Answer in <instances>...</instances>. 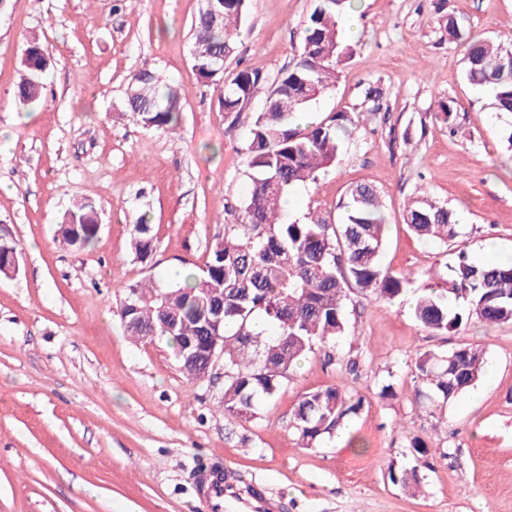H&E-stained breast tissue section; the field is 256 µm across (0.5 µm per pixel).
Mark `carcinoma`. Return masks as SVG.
<instances>
[{
  "instance_id": "1",
  "label": "carcinoma",
  "mask_w": 512,
  "mask_h": 512,
  "mask_svg": "<svg viewBox=\"0 0 512 512\" xmlns=\"http://www.w3.org/2000/svg\"><path fill=\"white\" fill-rule=\"evenodd\" d=\"M356 0H316L294 63L272 82L256 71L238 72L224 87L226 112H241L262 86L264 108L255 113L246 148L249 187L237 209V222L208 247L205 267L181 279L125 286L118 316L128 336L164 337L171 343L189 380L210 376L206 358L187 365L188 340L205 348L212 323L218 322L224 345V412L256 418L291 378L299 360L346 334L349 292L359 290L392 300L405 293L410 275L383 268L381 255L387 220L379 193L368 185L349 188L335 220L318 210L303 220L286 218L283 198L289 191L316 184L335 167L347 142L362 127L359 117L336 112L307 130L297 119L335 84L338 69L356 52L342 28ZM224 13L216 23L210 8ZM248 0L205 3L192 24L191 57L199 76L224 80V63L237 47ZM448 36L464 47V78L490 94V108L512 112V67L503 63L512 46L494 44L448 17ZM50 59L40 40L28 41L24 74L16 97L23 106L40 100ZM154 72L135 74L125 93L126 111L144 127L166 130L177 125L181 105L176 91L161 88ZM404 221L419 238L456 240V258L437 280L425 285L414 305L417 321L436 333H456L471 321L512 324V264H477L465 251L468 231L458 215L424 196L411 198ZM97 204L80 200L65 214L59 232L70 245L84 248L97 236ZM135 255L147 259L154 249L152 225L140 216L131 225ZM135 308H129L130 304ZM487 364L484 348L463 344L448 352L427 350L415 361L413 400L434 414L472 388ZM363 398L338 388L306 393L290 416L304 448H312L357 416ZM404 488L419 484L415 471L390 470Z\"/></svg>"
}]
</instances>
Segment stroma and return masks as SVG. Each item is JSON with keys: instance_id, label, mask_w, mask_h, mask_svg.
<instances>
[{"instance_id": "35a3bbf8", "label": "stroma", "mask_w": 512, "mask_h": 512, "mask_svg": "<svg viewBox=\"0 0 512 512\" xmlns=\"http://www.w3.org/2000/svg\"><path fill=\"white\" fill-rule=\"evenodd\" d=\"M203 0H7L0 9V222L21 248L0 276V512H204L193 480L207 463L238 487L265 486L278 512H512V324L473 321L435 335L412 312L420 286L455 243L417 240L403 221L424 195L463 216L475 261L512 255V113L462 77L467 30L512 41V0H361L358 48L313 109L382 108L318 184L291 198L294 216L336 212L348 188L379 192L387 216L382 265L413 270V287L379 301L352 292L349 333L336 361L302 359L255 419L224 412V371L188 381L163 339L132 341L117 315L126 285L165 283L203 266L228 210L247 188L245 136L259 102L224 111L222 89L193 67L191 24ZM315 0H250L224 77L274 78L297 54ZM39 38L52 59L44 100L16 99L21 58ZM176 87L177 126L144 128L124 107L134 74ZM454 100V126L437 103ZM94 200L93 244H66L59 226L75 201ZM153 226L155 248L136 258L130 226ZM482 346L488 369L434 422L411 398L419 352ZM391 393H382L385 383ZM337 387L362 396L345 429L314 448L289 425L301 396ZM421 439L426 455L413 453ZM415 470L416 492L390 468Z\"/></svg>"}]
</instances>
